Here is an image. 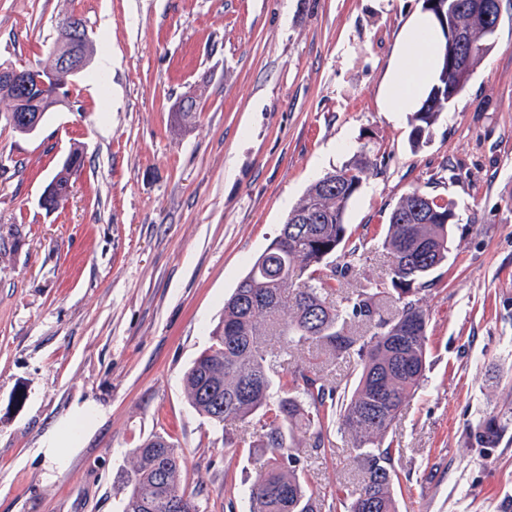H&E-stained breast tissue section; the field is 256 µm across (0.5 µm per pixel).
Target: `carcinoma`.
I'll return each mask as SVG.
<instances>
[{
	"label": "carcinoma",
	"instance_id": "1",
	"mask_svg": "<svg viewBox=\"0 0 512 512\" xmlns=\"http://www.w3.org/2000/svg\"><path fill=\"white\" fill-rule=\"evenodd\" d=\"M71 52L57 30L48 62L40 68L46 83L36 91L44 115L58 108L59 85L67 87L76 77H51L59 59ZM23 98L14 84L0 81V104H6L1 114L20 109ZM439 116L420 109L412 113V142H419ZM81 162L76 150L67 157L50 181L54 195L42 206L54 209L56 198L69 196ZM374 167L373 160L364 170L348 163L310 184L224 303L210 346L184 375L193 409L215 429L240 423L254 438L249 450L264 458L249 489V512H319L299 436L308 435L317 449L325 447L335 416L351 436L350 453L363 473L347 512H399L394 493L399 477L392 464L398 449L383 446V440L424 377L428 318L418 294L448 260L455 214L449 204L418 189L400 197L379 242L389 259V282L368 281L332 300L336 285L361 257L363 244L351 241L345 215ZM385 296L395 304L390 314L383 311ZM304 344L329 362L356 361L360 371L351 391L290 365L291 349ZM505 430L506 424L490 417L474 436L492 447ZM132 455L122 512H170L176 497L186 499L187 512H200L196 496L187 493L183 458L170 438L153 434Z\"/></svg>",
	"mask_w": 512,
	"mask_h": 512
}]
</instances>
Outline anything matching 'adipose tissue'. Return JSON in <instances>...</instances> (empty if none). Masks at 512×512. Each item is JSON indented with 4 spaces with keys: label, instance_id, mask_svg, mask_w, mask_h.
I'll use <instances>...</instances> for the list:
<instances>
[{
    "label": "adipose tissue",
    "instance_id": "ef3b65f1",
    "mask_svg": "<svg viewBox=\"0 0 512 512\" xmlns=\"http://www.w3.org/2000/svg\"><path fill=\"white\" fill-rule=\"evenodd\" d=\"M444 35L434 13L421 8L400 30L380 88L383 111H417L439 83Z\"/></svg>",
    "mask_w": 512,
    "mask_h": 512
}]
</instances>
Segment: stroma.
I'll return each instance as SVG.
<instances>
[{"instance_id":"obj_1","label":"stroma","mask_w":512,"mask_h":512,"mask_svg":"<svg viewBox=\"0 0 512 512\" xmlns=\"http://www.w3.org/2000/svg\"><path fill=\"white\" fill-rule=\"evenodd\" d=\"M423 0H0V61L45 64L80 15L97 59L29 135L0 119V512H121L131 452L168 434L201 512H248L260 463L224 449L183 377L224 302L307 187L361 148L377 166L345 222L364 239L345 288L388 280L392 206L451 203V253L421 292L426 380L389 433L400 512H512V0L494 49L412 144L382 111L396 36ZM112 59L102 71L101 57ZM197 97L190 126L175 104ZM71 194L41 195L72 149ZM93 417L64 464L43 441L71 407ZM495 416L493 448L469 435ZM349 435L302 445L322 512L362 479Z\"/></svg>"}]
</instances>
